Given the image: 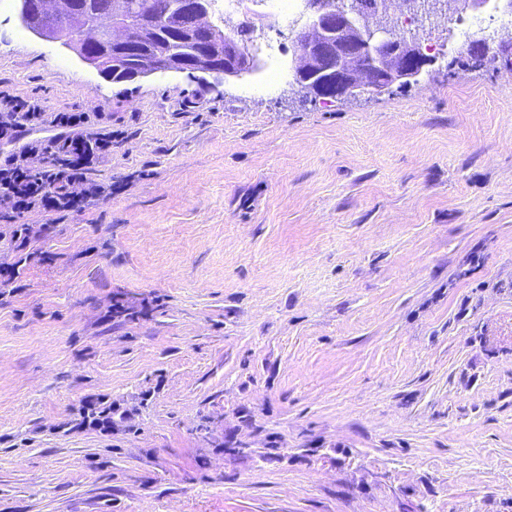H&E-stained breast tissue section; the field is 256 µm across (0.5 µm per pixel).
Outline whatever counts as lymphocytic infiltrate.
Returning <instances> with one entry per match:
<instances>
[{
	"label": "lymphocytic infiltrate",
	"instance_id": "f902f5d3",
	"mask_svg": "<svg viewBox=\"0 0 512 512\" xmlns=\"http://www.w3.org/2000/svg\"><path fill=\"white\" fill-rule=\"evenodd\" d=\"M63 128L64 134L49 143L28 144L19 153L0 160V209L23 214L36 209L70 212L92 197L101 196L102 185L92 182L88 170L112 148V134L86 128L80 112L47 113L37 101L25 99L0 87V138L17 137L43 121ZM41 165H34V158ZM58 179L65 195L46 192L47 181Z\"/></svg>",
	"mask_w": 512,
	"mask_h": 512
}]
</instances>
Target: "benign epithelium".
Masks as SVG:
<instances>
[{"mask_svg": "<svg viewBox=\"0 0 512 512\" xmlns=\"http://www.w3.org/2000/svg\"><path fill=\"white\" fill-rule=\"evenodd\" d=\"M185 24L168 32L194 46L179 61L147 63L138 57L142 33L128 25L125 0H108L88 18L83 0H20L18 21L32 35L73 51L81 63L108 80L120 73L133 82L161 73H185L241 79L260 71L256 54L235 41L229 27L219 31L210 21V0H180ZM305 21L292 34L293 83L304 94L322 99L375 97L418 80L432 63L416 36L392 27L387 4L375 0L362 11L359 0L326 9L305 0Z\"/></svg>", "mask_w": 512, "mask_h": 512, "instance_id": "1", "label": "benign epithelium"}]
</instances>
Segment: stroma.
Segmentation results:
<instances>
[{
    "label": "stroma",
    "mask_w": 512,
    "mask_h": 512,
    "mask_svg": "<svg viewBox=\"0 0 512 512\" xmlns=\"http://www.w3.org/2000/svg\"><path fill=\"white\" fill-rule=\"evenodd\" d=\"M441 3L417 83L326 103L270 24L115 83L0 0V82L112 128L111 194L0 234V512H512V65Z\"/></svg>",
    "instance_id": "1"
}]
</instances>
